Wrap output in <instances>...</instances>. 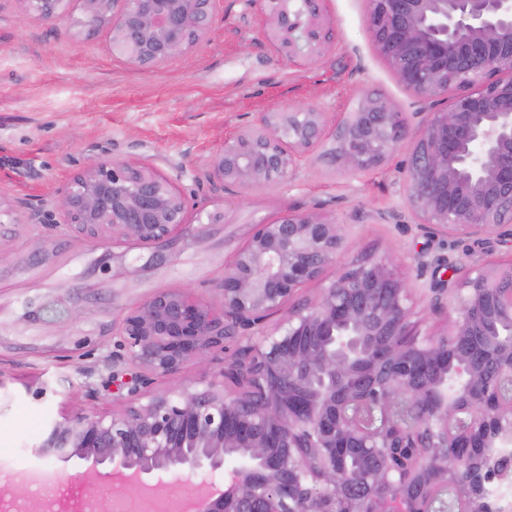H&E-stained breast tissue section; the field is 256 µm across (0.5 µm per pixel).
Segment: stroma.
Returning <instances> with one entry per match:
<instances>
[{"mask_svg":"<svg viewBox=\"0 0 512 512\" xmlns=\"http://www.w3.org/2000/svg\"><path fill=\"white\" fill-rule=\"evenodd\" d=\"M367 11V0H327L336 36L315 64L305 65L285 62L256 0H219L212 27L197 45L171 63L143 69L112 52L108 25L77 27L81 0H70L67 17L55 21L38 19L23 0H0V200L17 206L0 218V462L39 465L31 449L50 421L118 406L128 393L123 377L129 369H112L107 358L124 307L189 286L219 301L216 285L235 248L253 225L275 220L284 207H317L340 225L343 247L323 280L366 255L392 258L412 290V320L423 331L457 316L451 306L433 309L426 288L455 281L453 266L512 257V241L497 233L474 242L417 222L402 193L407 140L355 180L315 161L292 182L240 194L202 182L225 139L264 112L309 104L339 118L366 92L409 113L414 124L419 113L447 107L444 99L420 101L375 54ZM91 157L147 159L181 172L187 195L221 218L176 263L136 278L105 279L93 270L102 247L32 221L54 210L61 188ZM392 211L397 219H389ZM42 240L54 248L53 260L16 272L18 258ZM61 291L85 309L86 319L26 318L27 304ZM50 468L52 486L25 490V499H56L71 489L75 503L99 512L117 493L107 479L85 484L79 459Z\"/></svg>","mask_w":512,"mask_h":512,"instance_id":"35a3bbf8","label":"stroma"}]
</instances>
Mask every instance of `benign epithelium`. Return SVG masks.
<instances>
[{
	"label": "benign epithelium",
	"instance_id": "benign-epithelium-1",
	"mask_svg": "<svg viewBox=\"0 0 512 512\" xmlns=\"http://www.w3.org/2000/svg\"><path fill=\"white\" fill-rule=\"evenodd\" d=\"M42 19L69 0H22ZM217 0H82L79 24L111 27L112 52L150 68L175 60L211 27ZM285 60L313 64L334 37L324 0H262ZM376 54L417 97L456 95L411 125L367 95L338 121L313 106L264 112L224 141L204 172L233 193L294 179L317 160L350 179L383 163L403 140V195L418 223L450 237L512 239V0H368ZM175 177L151 162L90 159L66 183L50 226L95 242L106 235L152 253L97 259L126 277L174 262L193 234L189 202ZM340 225L316 210L288 207L255 225L224 268L216 305L190 288L152 294L126 309L112 366L140 369L125 408L77 412L49 424L33 448L43 459L85 461L92 483L109 467L120 487L159 490L178 475L191 492L216 489L200 512H474L448 498L432 453L406 472L381 465L380 448H455L457 479L482 475L478 449L512 437V288L494 289L512 259L462 267L459 287L431 288L436 307L451 294L459 316L439 335L411 322V291L386 257L355 260L308 303L310 282L335 264ZM272 333L246 331L271 313ZM69 294L28 311L31 319H79ZM233 359L198 387L158 386L187 364ZM244 387L224 390V379ZM225 470V489L204 476Z\"/></svg>",
	"mask_w": 512,
	"mask_h": 512
}]
</instances>
